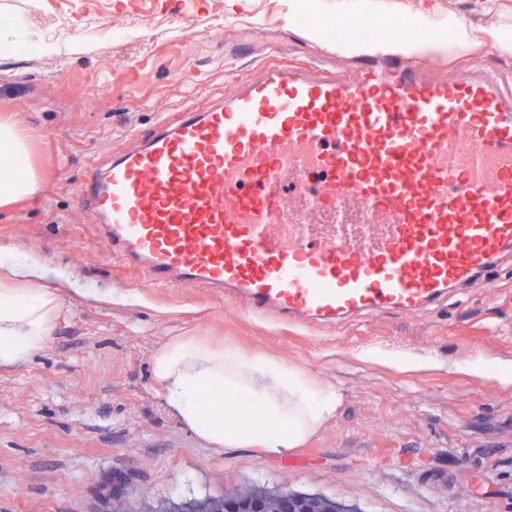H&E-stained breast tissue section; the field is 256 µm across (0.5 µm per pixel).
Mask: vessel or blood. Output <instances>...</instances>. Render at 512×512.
Returning <instances> with one entry per match:
<instances>
[{"instance_id": "vessel-or-blood-1", "label": "vessel or blood", "mask_w": 512, "mask_h": 512, "mask_svg": "<svg viewBox=\"0 0 512 512\" xmlns=\"http://www.w3.org/2000/svg\"><path fill=\"white\" fill-rule=\"evenodd\" d=\"M78 193L146 286L303 325L410 312L512 249V94L399 53L345 78L268 66L91 164Z\"/></svg>"}]
</instances>
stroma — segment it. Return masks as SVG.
<instances>
[{"label": "stroma", "instance_id": "stroma-1", "mask_svg": "<svg viewBox=\"0 0 512 512\" xmlns=\"http://www.w3.org/2000/svg\"><path fill=\"white\" fill-rule=\"evenodd\" d=\"M339 11L383 28L418 14L488 21L477 0H321L317 23L232 55L237 34L261 38L292 19L293 0H0V22L33 32L32 48L0 51V118L27 139L43 180L0 208V246L90 293L64 300L43 350L0 370V512H154L245 488L323 497L343 512H512V250L416 312L301 327L258 321L200 288L143 287L79 203L93 157L186 104L231 96L262 67L316 61ZM47 28L50 53L37 49ZM435 63L489 66L512 88V58ZM180 331L336 388L335 418L280 457L208 448L152 377L155 350Z\"/></svg>", "mask_w": 512, "mask_h": 512}]
</instances>
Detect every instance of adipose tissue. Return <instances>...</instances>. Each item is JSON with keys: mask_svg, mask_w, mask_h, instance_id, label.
Here are the masks:
<instances>
[{"mask_svg": "<svg viewBox=\"0 0 512 512\" xmlns=\"http://www.w3.org/2000/svg\"><path fill=\"white\" fill-rule=\"evenodd\" d=\"M449 55L488 49L512 57V22L463 25L449 14ZM0 153L25 165L24 179L0 176V208L36 193L40 178L30 147L0 122ZM73 283L38 261L0 248V369L25 363L45 348ZM152 376L165 407L210 448H257L280 456L303 445L335 417L340 396L303 371L258 352L179 333L155 351Z\"/></svg>", "mask_w": 512, "mask_h": 512, "instance_id": "adipose-tissue-1", "label": "adipose tissue"}]
</instances>
